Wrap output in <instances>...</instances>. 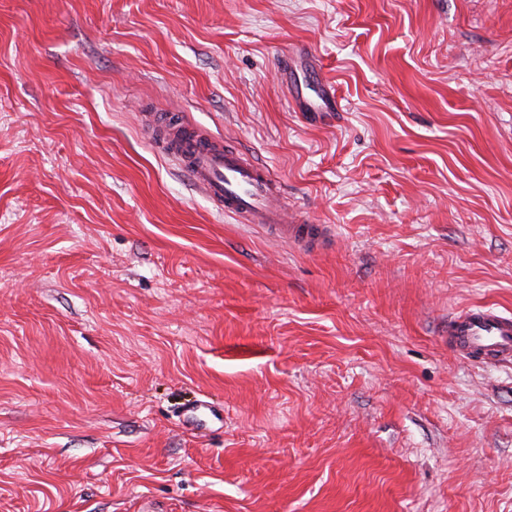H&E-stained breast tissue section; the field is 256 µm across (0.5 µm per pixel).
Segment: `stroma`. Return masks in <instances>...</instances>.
<instances>
[{
  "instance_id": "stroma-1",
  "label": "stroma",
  "mask_w": 512,
  "mask_h": 512,
  "mask_svg": "<svg viewBox=\"0 0 512 512\" xmlns=\"http://www.w3.org/2000/svg\"><path fill=\"white\" fill-rule=\"evenodd\" d=\"M153 112L330 245L224 215ZM476 305L512 0H0V512H512V363L443 339Z\"/></svg>"
}]
</instances>
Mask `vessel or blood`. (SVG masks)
Returning <instances> with one entry per match:
<instances>
[{"instance_id": "vessel-or-blood-1", "label": "vessel or blood", "mask_w": 512, "mask_h": 512, "mask_svg": "<svg viewBox=\"0 0 512 512\" xmlns=\"http://www.w3.org/2000/svg\"><path fill=\"white\" fill-rule=\"evenodd\" d=\"M159 123L164 129V153L224 213L261 225L309 251L326 245L325 225L294 223L282 200L284 188L267 166L225 145L222 138L199 133L179 114L160 115ZM445 341L458 356L471 362H510L512 316L487 306L468 308L449 319Z\"/></svg>"}]
</instances>
